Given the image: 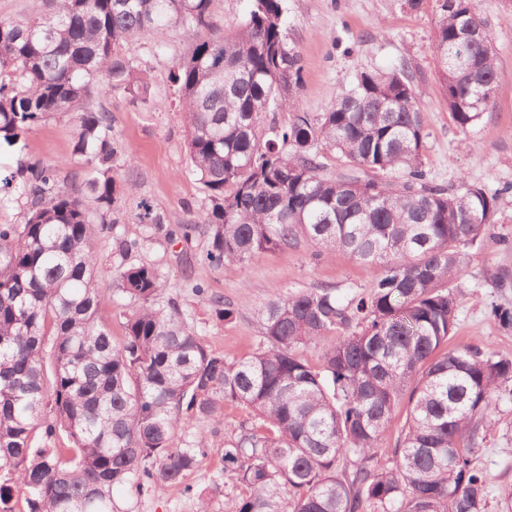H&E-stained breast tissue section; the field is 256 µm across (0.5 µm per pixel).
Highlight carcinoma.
Returning <instances> with one entry per match:
<instances>
[{"label": "carcinoma", "mask_w": 512, "mask_h": 512, "mask_svg": "<svg viewBox=\"0 0 512 512\" xmlns=\"http://www.w3.org/2000/svg\"><path fill=\"white\" fill-rule=\"evenodd\" d=\"M437 2L438 77L467 132L494 103L495 36L474 21L476 0ZM172 30L190 44L172 80L208 192L206 260L238 272L306 241L384 268L363 296L270 290L257 311L263 341L238 359L204 345L177 301H159L167 280L155 267L97 263L114 229V172L132 158L110 112L83 102L96 85L157 106L129 47ZM301 87L283 0H253L230 32L218 31L213 0H48L43 14L0 19V143L76 112L72 155L93 166L80 196L40 162L0 177V210L27 204L21 223L0 224V512H14L16 490L28 512H120L116 489L180 484L210 448L180 437L183 420L221 423L226 403L258 424L224 441L235 479L224 512H488L476 455L496 401L512 398V357L450 342L464 250L492 236L503 190L430 178L407 64L356 72L319 115L299 109ZM268 112L288 122L266 123ZM327 151L343 170L326 172ZM138 208L141 223L191 243V227ZM112 280L131 305L118 341L99 317ZM192 292L215 319L234 317L203 286ZM403 404L386 466L379 449Z\"/></svg>", "instance_id": "carcinoma-1"}]
</instances>
